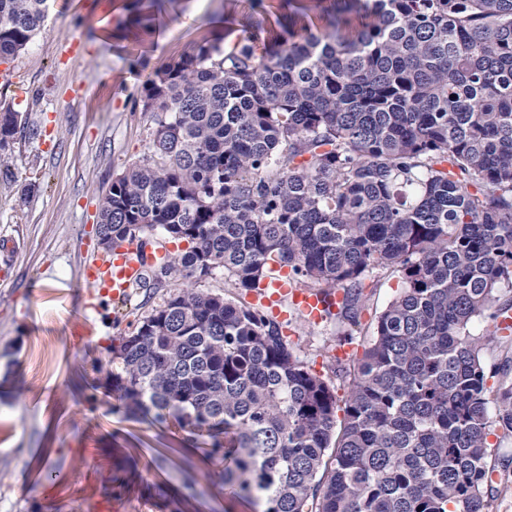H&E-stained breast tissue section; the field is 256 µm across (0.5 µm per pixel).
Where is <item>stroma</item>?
<instances>
[{"label":"stroma","mask_w":512,"mask_h":512,"mask_svg":"<svg viewBox=\"0 0 512 512\" xmlns=\"http://www.w3.org/2000/svg\"><path fill=\"white\" fill-rule=\"evenodd\" d=\"M110 0H51L43 27L6 65L0 102L37 136L17 135L0 179V512H171L169 486L195 483L193 512H248L229 501L224 462L183 449L158 423L118 409L114 336L135 320L140 297L99 298L85 309L83 273L100 247L95 226L112 180L148 152L153 122L142 109L148 77L211 36L230 0H164L160 42L108 36L119 20ZM89 334L80 346L76 324ZM333 320H293L295 353L321 370L323 353L346 331ZM123 448L138 477L121 486L105 440ZM489 461L503 478L488 512H512V438L491 436Z\"/></svg>","instance_id":"stroma-1"}]
</instances>
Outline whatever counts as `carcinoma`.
I'll return each mask as SVG.
<instances>
[{
    "mask_svg": "<svg viewBox=\"0 0 512 512\" xmlns=\"http://www.w3.org/2000/svg\"><path fill=\"white\" fill-rule=\"evenodd\" d=\"M127 2L126 30L151 33L152 5ZM237 3L236 40L204 39L147 79L148 153L99 208L114 246L188 243L138 284L171 290L112 346V390L131 415L209 438L250 512H485L512 381L488 385L468 325L512 347L498 298L512 286V0H280L273 22L263 0ZM47 11L0 0V64ZM21 124L0 106V152ZM275 266L342 291L334 317L355 327L375 272L404 288L352 367L336 354L323 374L243 301ZM221 271L235 296L198 288Z\"/></svg>",
    "mask_w": 512,
    "mask_h": 512,
    "instance_id": "1",
    "label": "carcinoma"
}]
</instances>
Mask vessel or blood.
I'll return each instance as SVG.
<instances>
[{
	"label": "vessel or blood",
	"instance_id": "1",
	"mask_svg": "<svg viewBox=\"0 0 512 512\" xmlns=\"http://www.w3.org/2000/svg\"><path fill=\"white\" fill-rule=\"evenodd\" d=\"M165 253L162 247L143 252L137 244L122 243L114 246L111 252L97 256L85 272V303H93L100 296L123 299L144 268L155 264L157 258ZM253 299L278 317L283 314V304H291L296 317L315 323L321 322L325 310L337 301L336 295H328L317 289L288 287L277 276L264 279L260 288L254 292Z\"/></svg>",
	"mask_w": 512,
	"mask_h": 512
}]
</instances>
